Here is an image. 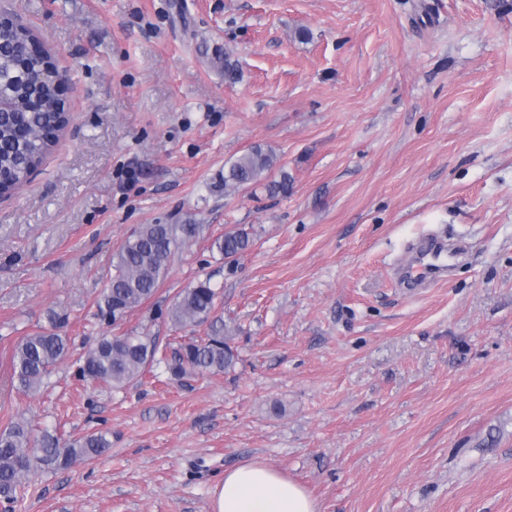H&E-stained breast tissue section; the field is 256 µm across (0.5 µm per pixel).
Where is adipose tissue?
Listing matches in <instances>:
<instances>
[{
    "instance_id": "obj_1",
    "label": "adipose tissue",
    "mask_w": 512,
    "mask_h": 512,
    "mask_svg": "<svg viewBox=\"0 0 512 512\" xmlns=\"http://www.w3.org/2000/svg\"><path fill=\"white\" fill-rule=\"evenodd\" d=\"M211 512H318V506L279 470L250 462L225 472L213 491Z\"/></svg>"
}]
</instances>
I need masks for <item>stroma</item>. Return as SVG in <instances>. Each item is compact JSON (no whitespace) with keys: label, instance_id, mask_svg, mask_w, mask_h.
Wrapping results in <instances>:
<instances>
[{"label":"stroma","instance_id":"obj_1","mask_svg":"<svg viewBox=\"0 0 512 512\" xmlns=\"http://www.w3.org/2000/svg\"><path fill=\"white\" fill-rule=\"evenodd\" d=\"M73 83L70 123L0 200V429L24 420L107 453L37 474L12 512H210L259 460L318 512H512V0H10ZM270 179L225 191L253 146ZM143 224H199L155 294L97 302ZM247 229L223 258L216 238ZM466 245L418 295L419 236ZM208 282L239 331L227 374L78 376L107 332L159 344ZM67 315L69 353L21 391L14 346ZM217 250L224 256V259L242 255L250 249L252 240L250 233L245 229L224 233V236L214 241Z\"/></svg>","mask_w":512,"mask_h":512}]
</instances>
